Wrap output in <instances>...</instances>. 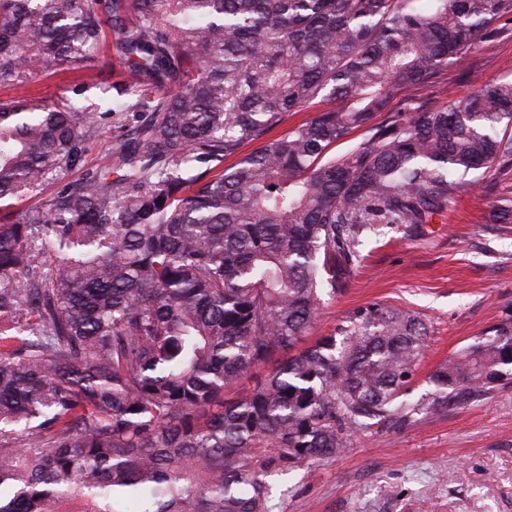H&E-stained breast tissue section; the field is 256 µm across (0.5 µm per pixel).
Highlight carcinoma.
Here are the masks:
<instances>
[{"instance_id":"carcinoma-1","label":"carcinoma","mask_w":512,"mask_h":512,"mask_svg":"<svg viewBox=\"0 0 512 512\" xmlns=\"http://www.w3.org/2000/svg\"><path fill=\"white\" fill-rule=\"evenodd\" d=\"M508 8L0 0V90L54 69L83 71L78 95L110 91V33L122 77L104 111L0 98V201L119 129L48 208L0 222V512H272L288 474L355 433L512 384V315L434 369L427 401L406 398L430 333L411 311L371 304L296 351L362 237L416 233L470 174L512 167V82L373 123ZM318 98L330 107L267 139ZM360 129L366 142L332 154ZM490 223L512 224L511 196Z\"/></svg>"}]
</instances>
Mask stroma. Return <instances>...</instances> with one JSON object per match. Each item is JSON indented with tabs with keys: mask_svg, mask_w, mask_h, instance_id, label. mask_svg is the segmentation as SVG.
Wrapping results in <instances>:
<instances>
[{
	"mask_svg": "<svg viewBox=\"0 0 512 512\" xmlns=\"http://www.w3.org/2000/svg\"><path fill=\"white\" fill-rule=\"evenodd\" d=\"M512 80V11L494 34L432 80L401 91L389 112L402 107H437L469 97L484 81ZM72 71L42 73L17 93L48 103L108 107L110 94L93 89L75 95ZM114 129L85 145L79 162L20 201L8 200L0 215L17 218L43 208L66 184L79 183L100 161ZM447 218L409 237L383 228L364 238L362 263L336 296L325 297L313 336L333 331L354 311L372 303L420 313L432 336L409 393L431 399L429 374L512 314V224L488 217L511 174L474 173ZM295 495L275 500L273 512H512V386L493 391L464 408L400 428L354 435L348 449L320 466L298 472Z\"/></svg>",
	"mask_w": 512,
	"mask_h": 512,
	"instance_id": "stroma-1",
	"label": "stroma"
}]
</instances>
